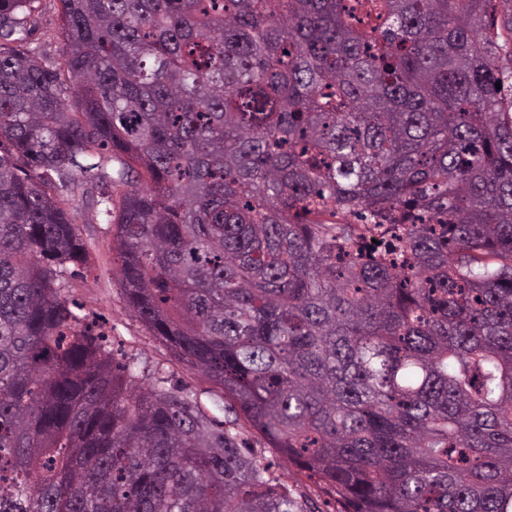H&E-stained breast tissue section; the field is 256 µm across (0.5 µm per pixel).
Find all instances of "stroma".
Segmentation results:
<instances>
[{
	"label": "stroma",
	"mask_w": 512,
	"mask_h": 512,
	"mask_svg": "<svg viewBox=\"0 0 512 512\" xmlns=\"http://www.w3.org/2000/svg\"><path fill=\"white\" fill-rule=\"evenodd\" d=\"M70 203L82 236L92 247L91 267L82 274L65 275L61 281L64 294L81 302L86 314L105 321L113 335L124 341L138 371L149 373L164 368L174 381L188 385L198 400L210 408L212 416L222 417V410L214 406L217 388L175 359L129 310L113 266L111 225L101 220L82 190L72 193Z\"/></svg>",
	"instance_id": "35a3bbf8"
}]
</instances>
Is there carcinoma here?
<instances>
[{
  "label": "carcinoma",
  "instance_id": "carcinoma-1",
  "mask_svg": "<svg viewBox=\"0 0 512 512\" xmlns=\"http://www.w3.org/2000/svg\"><path fill=\"white\" fill-rule=\"evenodd\" d=\"M58 2L46 62L0 0V512H311L246 426L343 512H512L500 0ZM85 178L222 423L62 295Z\"/></svg>",
  "mask_w": 512,
  "mask_h": 512
}]
</instances>
